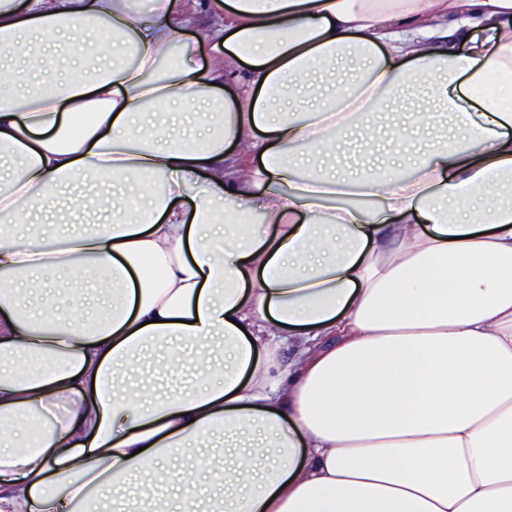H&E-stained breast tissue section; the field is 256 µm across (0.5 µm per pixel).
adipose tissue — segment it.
Here are the masks:
<instances>
[{"label": "adipose tissue", "instance_id": "adipose-tissue-1", "mask_svg": "<svg viewBox=\"0 0 512 512\" xmlns=\"http://www.w3.org/2000/svg\"><path fill=\"white\" fill-rule=\"evenodd\" d=\"M154 3L0 0L17 56L90 25L135 51L0 98V512H99L120 487L170 512L173 480L218 471L211 512H512V100L484 90L512 83V0H212L213 57L163 72L195 14ZM289 83L309 108L276 106ZM409 97L397 155L439 113L458 130L413 176L298 173ZM186 109L221 119L176 134ZM90 172L140 177L104 196L112 223L19 233ZM58 267L101 269L109 309L61 311ZM148 353L165 391L120 387ZM218 433L223 464L173 473Z\"/></svg>", "mask_w": 512, "mask_h": 512}]
</instances>
